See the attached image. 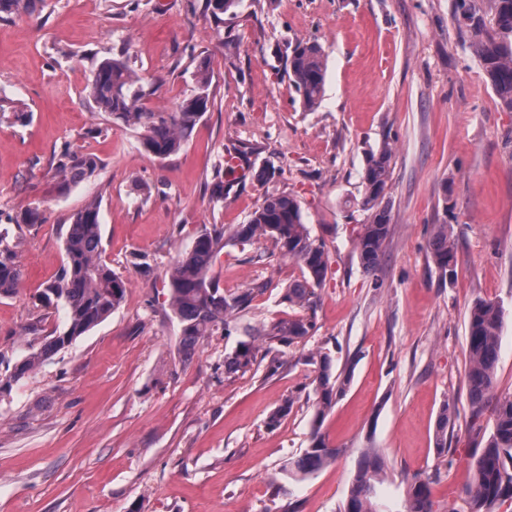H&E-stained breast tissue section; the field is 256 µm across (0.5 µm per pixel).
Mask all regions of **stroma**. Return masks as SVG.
Here are the masks:
<instances>
[{
  "label": "stroma",
  "instance_id": "1",
  "mask_svg": "<svg viewBox=\"0 0 512 512\" xmlns=\"http://www.w3.org/2000/svg\"><path fill=\"white\" fill-rule=\"evenodd\" d=\"M454 0H242L215 21L206 0H46L0 21V95L26 103L27 126H0V230L40 206L23 230V282L0 295V374L67 321L35 305L57 279L63 238L91 197L101 201L103 258L127 282L103 323L0 394V512H339L356 461L379 450L385 469L373 512H406L407 487L431 478L433 512H469L463 493L478 441L464 387L474 300L504 311L495 396L512 394V112L503 111ZM326 55L320 106L304 111L285 72L290 44ZM125 52L173 111L210 59L214 105L192 139L160 162L137 133L109 124L87 96L96 65ZM392 148L384 203L391 234L378 267L359 264L366 155ZM100 167L59 193L50 169L62 148ZM276 175L263 180L265 168ZM229 189L211 202L216 174ZM269 192L296 197L328 272L316 290V329L281 366L228 375L239 334L215 331L189 356L164 281L203 228L246 223ZM454 227L457 267L441 280L430 260L436 225ZM148 255L150 277L132 265ZM225 293L263 285L240 324L294 315L280 296L302 269L265 239L228 246L213 267ZM323 349L352 367L323 430L345 453L296 482L283 469L309 446L313 372ZM277 428L268 416L285 398ZM458 416L448 454L433 447L443 404Z\"/></svg>",
  "mask_w": 512,
  "mask_h": 512
}]
</instances>
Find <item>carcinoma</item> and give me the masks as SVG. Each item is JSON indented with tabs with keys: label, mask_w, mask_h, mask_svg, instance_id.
Wrapping results in <instances>:
<instances>
[{
	"label": "carcinoma",
	"mask_w": 512,
	"mask_h": 512,
	"mask_svg": "<svg viewBox=\"0 0 512 512\" xmlns=\"http://www.w3.org/2000/svg\"><path fill=\"white\" fill-rule=\"evenodd\" d=\"M45 0H0V20L31 14ZM455 0L453 19L460 31L468 34L469 48L480 60L489 77L500 106L512 112V0ZM241 0H207V10L216 21L232 13ZM325 52L315 40H301L287 57L286 72L300 96L304 111H314L324 96ZM163 83L139 76L122 57L100 62L87 85L88 97L110 123L130 128L139 135L143 151L157 159L177 154L191 140L196 126L209 111L211 76L208 60L196 66L194 89L172 112H155L146 99L156 94ZM31 113L17 100L0 97V123L25 126ZM392 151L383 143L366 158L362 174V196L358 209L367 214L356 242L363 270L376 269L391 233L390 212L383 205L390 177ZM99 159L91 153L64 149L52 166V178L63 192L77 181L92 177ZM271 240L283 257L297 261L303 278L284 290L282 299L291 307L309 308L315 290L326 278L328 265L324 246L312 239L300 202L292 195L269 192L244 224L228 229L201 230L174 260L168 270L169 306L180 324L181 344L194 349L202 339L222 329L230 336L238 331L233 316L250 306L254 296L265 289L260 284L239 294H226L212 272L213 265L228 245L249 244L258 239ZM19 238L0 230V295L19 288L23 269L19 261ZM63 249L65 263L58 280L48 284L35 297L39 304H62L67 323L60 332L37 349L29 351L13 372L0 376V393L37 369L51 354L85 335L120 308L126 294L125 280L102 257L100 200L91 198L74 214L66 232ZM430 257L442 279L455 275L457 252L454 227L440 224L430 244ZM501 306L491 300H475L468 313V366L465 386L471 405L470 427L486 410H491L492 430L478 446L471 461L473 478L465 489L470 512H497L504 503H512V396H503L489 404L500 361ZM315 322L310 315L281 319L237 343L224 354V373H245L257 363L258 341L269 339L291 346L313 334ZM307 363L314 366L312 380L314 414L310 420V445L289 462L285 473L301 481L336 460L341 449L329 443L321 432L336 403L345 395L353 372L340 371L327 352H311ZM453 425V410L443 405L435 423L433 445L438 454L448 453V429ZM384 467V459L375 448L365 449L356 464L349 494L340 512H371L374 483ZM431 481L415 479L407 491V512H432Z\"/></svg>",
	"instance_id": "cac0c4a2"
}]
</instances>
